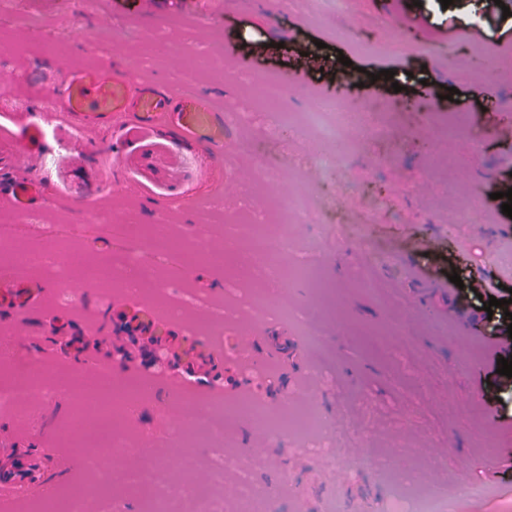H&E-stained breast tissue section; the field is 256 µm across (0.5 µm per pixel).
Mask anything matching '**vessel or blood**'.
Masks as SVG:
<instances>
[{
    "label": "vessel or blood",
    "instance_id": "vessel-or-blood-1",
    "mask_svg": "<svg viewBox=\"0 0 512 512\" xmlns=\"http://www.w3.org/2000/svg\"><path fill=\"white\" fill-rule=\"evenodd\" d=\"M59 111L89 129L110 125L113 118L124 115L136 124L152 127L174 126L188 142L214 150L224 148V130L230 117L219 110L211 98L201 92L177 93L153 81L140 82L131 89L127 70L91 67L68 76L58 94ZM44 139L41 126L31 125L22 149L0 150V167L14 168L19 153L35 154ZM39 180L31 175L15 177L0 204L17 214L26 213L30 203L41 193ZM0 288L9 298L15 316L26 315L35 303V294L24 280L12 274L0 275ZM53 476L43 459L32 458L0 475V512H8L23 489L40 491L51 487Z\"/></svg>",
    "mask_w": 512,
    "mask_h": 512
}]
</instances>
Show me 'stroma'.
<instances>
[{"mask_svg":"<svg viewBox=\"0 0 512 512\" xmlns=\"http://www.w3.org/2000/svg\"><path fill=\"white\" fill-rule=\"evenodd\" d=\"M512 0H350L344 27L285 0H17L0 13V141L22 143L34 123L45 131L40 155L26 170L44 183L45 198L25 214L0 209V258L26 246L68 255L71 268L87 258L122 273L131 255L150 260L160 287L144 290L159 305L174 303L181 325L157 334L118 312L131 303L122 286L103 292L81 278L62 282L53 264L33 269L28 282L46 292L25 319L0 310V386L24 364L67 383H94L108 362L114 386L150 381L152 392L113 423L121 443L146 439L150 460L168 480L213 487L225 461L218 496L236 512V485L250 472L268 497L266 512H323L336 500L342 512H393L389 489L407 496L445 487L452 512H512V466L491 471L489 458L512 459V380L500 375V343L512 324L488 297L512 295V218L498 193L512 188V66L483 74V64L512 58ZM371 16L395 27L407 51L373 49L377 35L360 22ZM94 31L93 44L81 35ZM75 65L129 67L132 78L162 81L180 92L207 93L218 107L249 112L248 125L229 128L224 153L192 146L170 129L142 127L124 117L83 130L53 107L65 78L48 65L49 47ZM481 57H473L472 48ZM394 71L393 80L379 78ZM273 79L285 94L278 108L257 107L258 84ZM401 92H394V85ZM459 90L457 101L444 88ZM376 112L379 133L344 134L346 163L335 176L315 177L299 156L329 153L315 131L296 132L292 119L339 108ZM287 115L279 137L268 128ZM463 118L482 137L459 142L452 157L438 153L444 126ZM254 152L238 154L240 139ZM279 186L314 202L310 223L291 228L288 263L309 260L324 282L294 280L281 288L301 319L287 323L241 310L223 328L198 332L229 289L263 282L251 266L252 248L229 226L245 210L277 221ZM111 214L108 225L86 220V209ZM168 225L181 238L163 248L152 237L131 242L127 222ZM223 261L199 251L197 225ZM372 275L389 298L381 303L359 288ZM459 275L453 283L451 275ZM468 318L460 333L454 316ZM320 330V350L307 332ZM212 388L226 403L240 395L287 411L315 405L324 421L320 445L292 434L270 435L251 417H225L224 443L196 449L190 470L170 455V433L181 399L171 384ZM67 392L33 396L24 407L0 404V444L60 464L55 482L66 496L86 477L83 447L91 424L74 427ZM336 448L326 465L323 446ZM390 461L391 480L378 465ZM139 459L117 452L108 465L107 493L126 512H144L146 492L130 483ZM489 487L481 498L459 486Z\"/></svg>","mask_w":512,"mask_h":512,"instance_id":"obj_1","label":"stroma"}]
</instances>
